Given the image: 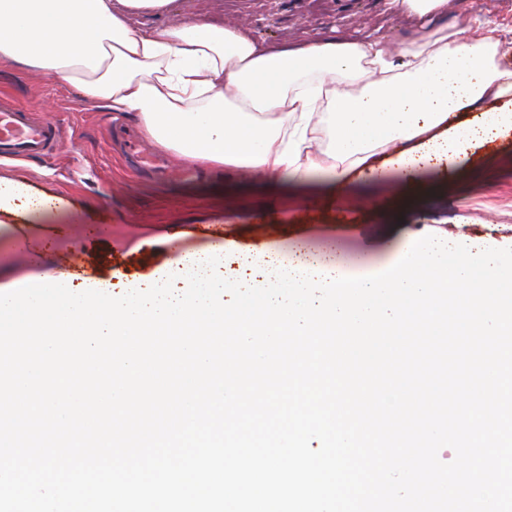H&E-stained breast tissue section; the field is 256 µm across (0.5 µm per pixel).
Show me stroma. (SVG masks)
<instances>
[{"mask_svg": "<svg viewBox=\"0 0 512 512\" xmlns=\"http://www.w3.org/2000/svg\"><path fill=\"white\" fill-rule=\"evenodd\" d=\"M220 13L228 25H246L260 41L280 42L338 28L381 29L401 39L403 28L383 13L382 0H178L172 16L146 17L147 25ZM30 106L44 120L62 124L54 155L42 161H0V177L24 181L36 191L68 201L54 232L32 230L28 239L0 251V273L16 276L57 270L77 256L75 275L100 279L122 274L137 281L223 240L228 251L260 255L279 249L282 259L305 254L321 261L332 249L363 260L362 275L378 273L394 244L458 231L512 247V133L469 149L451 166L421 175L416 186L399 182L355 183L356 194L382 199L370 210L347 200L331 208L307 204L319 190L313 181L274 189L242 170L206 168L184 178L189 162L170 156L173 175L154 182L132 172L111 140L114 114L85 99L60 77L22 65L0 64V93Z\"/></svg>", "mask_w": 512, "mask_h": 512, "instance_id": "35a3bbf8", "label": "stroma"}]
</instances>
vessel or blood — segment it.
<instances>
[{"label": "vessel or blood", "mask_w": 512, "mask_h": 512, "mask_svg": "<svg viewBox=\"0 0 512 512\" xmlns=\"http://www.w3.org/2000/svg\"><path fill=\"white\" fill-rule=\"evenodd\" d=\"M62 136L54 122L34 120L29 109L10 97L0 98V158L28 159L52 154ZM126 152L132 156L140 172L164 178L169 165L164 154L146 147L137 137L124 136Z\"/></svg>", "instance_id": "vessel-or-blood-1"}]
</instances>
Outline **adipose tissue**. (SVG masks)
<instances>
[{
	"instance_id": "adipose-tissue-1",
	"label": "adipose tissue",
	"mask_w": 512,
	"mask_h": 512,
	"mask_svg": "<svg viewBox=\"0 0 512 512\" xmlns=\"http://www.w3.org/2000/svg\"><path fill=\"white\" fill-rule=\"evenodd\" d=\"M177 0H0V62L60 76L84 98L136 118L162 147L211 166L251 170L263 183L326 176L315 205L446 165L512 131V39L468 10L450 28L400 41L320 33L266 45L214 20L150 28ZM470 113L460 121L461 113ZM59 197L0 178V238L9 215L46 218Z\"/></svg>"
}]
</instances>
